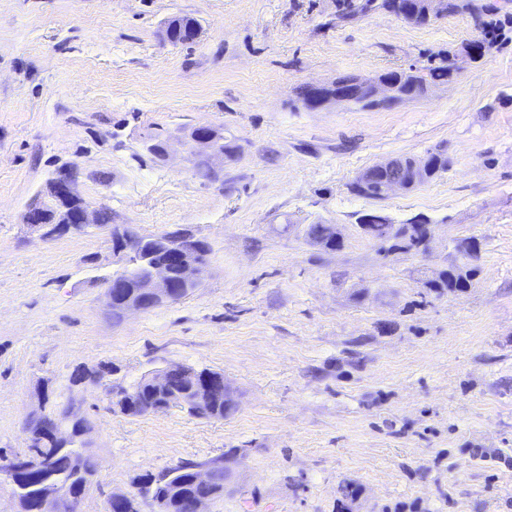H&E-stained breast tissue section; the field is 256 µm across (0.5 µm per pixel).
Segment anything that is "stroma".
<instances>
[{
  "label": "stroma",
  "mask_w": 512,
  "mask_h": 512,
  "mask_svg": "<svg viewBox=\"0 0 512 512\" xmlns=\"http://www.w3.org/2000/svg\"><path fill=\"white\" fill-rule=\"evenodd\" d=\"M343 0H0V454L27 420L73 402L99 462L81 512L184 461L226 456L208 512H512V40L420 98L312 110L297 91L429 67L480 38L474 15L423 25ZM201 36L173 45L169 19ZM237 146L194 166L192 127ZM169 138L156 160L145 144ZM444 151L448 169L382 200L349 185L376 163ZM90 227L42 237L62 164ZM431 224L422 253L384 254L360 216ZM185 228L209 249L187 298L113 321V226ZM336 225L333 251L306 241ZM462 293L425 286L459 264ZM172 365L222 372L235 411L128 416L110 384Z\"/></svg>",
  "instance_id": "1"
}]
</instances>
